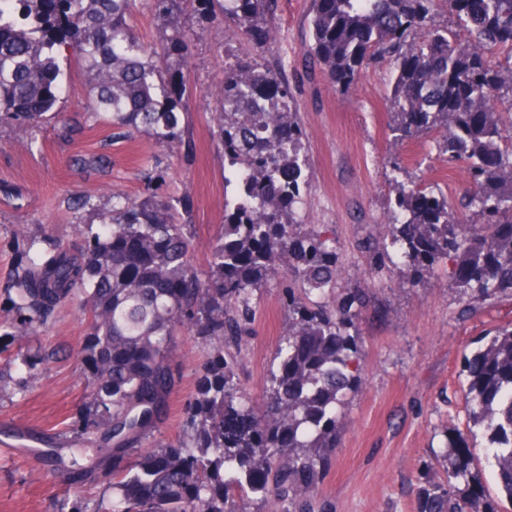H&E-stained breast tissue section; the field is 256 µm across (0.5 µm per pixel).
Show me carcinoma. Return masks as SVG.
I'll use <instances>...</instances> for the list:
<instances>
[{
    "label": "carcinoma",
    "mask_w": 512,
    "mask_h": 512,
    "mask_svg": "<svg viewBox=\"0 0 512 512\" xmlns=\"http://www.w3.org/2000/svg\"><path fill=\"white\" fill-rule=\"evenodd\" d=\"M163 41L148 48L132 25L136 0H0V125L38 128L55 117L62 59L73 52L89 84L87 112L161 148L190 145L181 125L190 40L187 6L221 11L256 53L224 69L212 136L238 191L208 270L191 262V225L155 197H112L79 249L54 243L28 257L6 289L0 342L34 336L77 298L90 311L81 360L89 381L76 436L40 439V456L74 488L97 487L102 512H247L251 499L312 512L331 464L348 396L359 390V317L368 284L336 304V239L297 218L309 186L298 88L266 61L277 0H145ZM441 4L464 33L435 24ZM302 79L319 71L341 90L368 68L393 78L394 144L439 136L440 153L467 163L457 202L392 177L389 222L366 237L374 269L407 267L417 286L442 260L477 306L512 295V0H310ZM503 61L494 64L489 55ZM285 279L288 334L262 403L237 379L253 333L254 292ZM201 345L189 439L146 448L168 418L179 382L177 334ZM464 357L467 430L447 438V479L418 487V512H512V323ZM488 433L504 497L486 489L472 449Z\"/></svg>",
    "instance_id": "cac0c4a2"
}]
</instances>
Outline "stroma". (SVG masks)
<instances>
[{"label": "stroma", "mask_w": 512, "mask_h": 512, "mask_svg": "<svg viewBox=\"0 0 512 512\" xmlns=\"http://www.w3.org/2000/svg\"><path fill=\"white\" fill-rule=\"evenodd\" d=\"M308 6L309 0H278V43L266 58L281 63L290 77L310 39ZM186 20L193 63L184 74L187 109L181 119L190 147L165 150L144 134L113 141L108 122L84 114L88 83L73 55L57 110L78 119L74 132L57 122L32 132L0 126V312L8 307L4 288L19 275L30 248L80 244L97 210L110 208L116 193L140 198L150 189L171 202L175 222L192 226L194 266L207 271L209 250L224 232V166L211 135L224 67L252 49L223 35V21L191 13ZM389 79L387 69L371 70L342 92L319 77L298 95L310 164L299 217L335 238L340 289L371 284L360 318L362 385L349 400L331 467L319 485L322 512H417L418 486L445 477L436 457L447 432L467 425L463 358L487 330L512 320V299L506 297L466 311L450 262L435 265L416 288L406 285V271L370 269L361 243L374 225L388 220L390 162L404 169L406 179L451 199L467 184L465 163L439 154L434 138L393 145ZM83 197L92 199L93 209L77 206ZM280 288L272 279L254 296L257 317L239 379L256 401L288 331ZM87 331V314L71 306L31 340L0 352V512H56L65 500L76 501L82 512L98 508L97 489L75 493L30 450L33 437L72 434L88 387L80 354ZM178 350L180 383L161 434L165 441L186 436L181 411L195 392L200 363L189 333L179 336ZM36 352L47 359L28 390L19 391L13 360Z\"/></svg>", "instance_id": "1"}]
</instances>
